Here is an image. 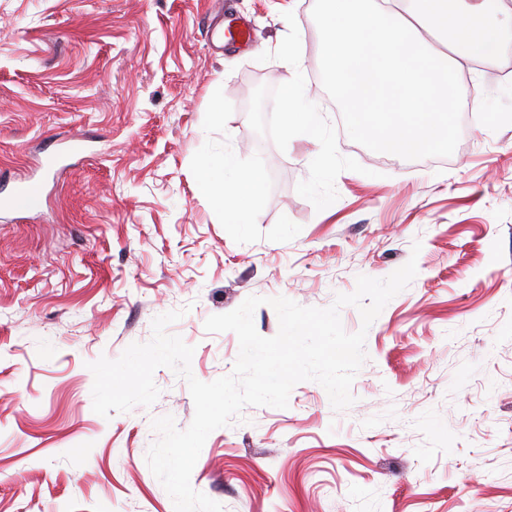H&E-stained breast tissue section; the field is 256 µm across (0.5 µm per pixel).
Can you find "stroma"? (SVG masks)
I'll return each instance as SVG.
<instances>
[{
	"mask_svg": "<svg viewBox=\"0 0 512 512\" xmlns=\"http://www.w3.org/2000/svg\"><path fill=\"white\" fill-rule=\"evenodd\" d=\"M277 2L0 0V512H174L146 455L153 419L190 425L185 379L158 368L151 406L105 418L89 363L179 310L167 331L211 382L239 342L209 316L252 295L325 308L412 257L369 328L341 310L366 333L354 403L306 381L245 407L191 484L223 512H512V59L460 72L483 109L451 156L406 160L349 138L310 0L295 25ZM231 23L247 39L217 44ZM291 86L325 137L286 131ZM224 151L261 178L246 224L196 189Z\"/></svg>",
	"mask_w": 512,
	"mask_h": 512,
	"instance_id": "1",
	"label": "stroma"
}]
</instances>
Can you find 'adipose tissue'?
<instances>
[{"mask_svg":"<svg viewBox=\"0 0 512 512\" xmlns=\"http://www.w3.org/2000/svg\"><path fill=\"white\" fill-rule=\"evenodd\" d=\"M198 189L222 210L228 224H244L260 198L261 180L241 168L230 152L204 158L198 165Z\"/></svg>","mask_w":512,"mask_h":512,"instance_id":"adipose-tissue-1","label":"adipose tissue"}]
</instances>
